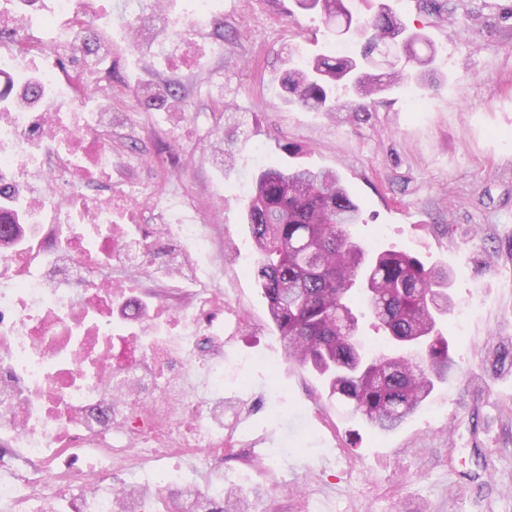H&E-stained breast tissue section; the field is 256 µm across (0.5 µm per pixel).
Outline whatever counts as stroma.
I'll return each instance as SVG.
<instances>
[{"mask_svg": "<svg viewBox=\"0 0 512 512\" xmlns=\"http://www.w3.org/2000/svg\"><path fill=\"white\" fill-rule=\"evenodd\" d=\"M107 2L91 35L107 55L80 48L24 59L13 85L60 65L53 102L76 97L95 112L90 86L111 83L113 111L147 124L121 143L140 162L126 170L131 180L161 179L181 147L196 153L182 186L226 244L224 298L245 317L224 357L259 359L224 377L225 401L243 414L242 446L214 463L183 460V477L244 493L247 512H512V369L495 375L487 364L512 340V0H358L366 15L387 6L435 57L407 85L368 98L340 93L333 112L285 104L281 77L359 47L295 0H219L203 27L185 0H170L161 25L190 39L161 57L147 43L111 41L124 0ZM167 81L184 86L182 102L141 105ZM272 162L335 171L362 208L358 239L408 249L451 274L454 309L442 331L455 373L394 432L366 427L285 359L253 278L247 195L224 190L251 184ZM272 482L281 492H266Z\"/></svg>", "mask_w": 512, "mask_h": 512, "instance_id": "35a3bbf8", "label": "stroma"}]
</instances>
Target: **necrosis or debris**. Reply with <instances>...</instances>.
<instances>
[{
    "label": "necrosis or debris",
    "instance_id": "obj_1",
    "mask_svg": "<svg viewBox=\"0 0 512 512\" xmlns=\"http://www.w3.org/2000/svg\"><path fill=\"white\" fill-rule=\"evenodd\" d=\"M96 0H55L49 23L61 46L82 44L96 20ZM155 13H128V45L149 41L164 53L169 35ZM86 121L79 100L65 109L0 113V183L36 210L34 232L0 254V501L13 512H211L224 489L138 480L137 470L169 457L220 459L238 442L241 417L224 403V364H204L199 384L188 348L213 334V321L236 317L210 274L224 264L197 208L178 187L157 190L112 177V102ZM105 195L84 198L87 183ZM151 206L159 220L128 236L114 213ZM168 246L165 288L186 272L195 289L179 308L159 302L130 336H113L112 313L133 287L154 277L153 245ZM208 411L199 414L200 397ZM127 478L112 479L113 467Z\"/></svg>",
    "mask_w": 512,
    "mask_h": 512
}]
</instances>
